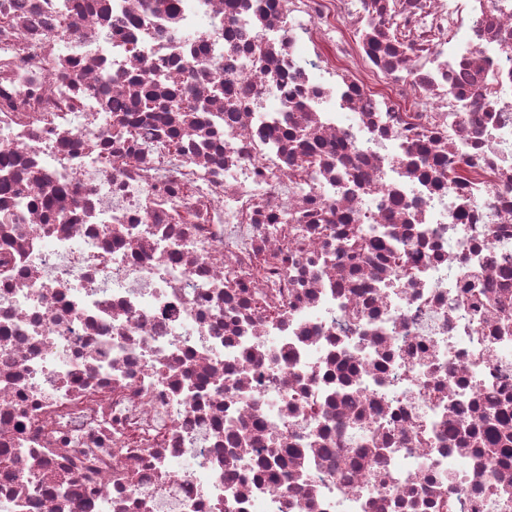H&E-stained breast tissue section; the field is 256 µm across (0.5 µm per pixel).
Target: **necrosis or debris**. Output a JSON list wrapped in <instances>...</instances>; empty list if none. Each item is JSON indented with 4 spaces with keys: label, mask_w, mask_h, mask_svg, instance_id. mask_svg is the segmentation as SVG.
<instances>
[{
    "label": "necrosis or debris",
    "mask_w": 512,
    "mask_h": 512,
    "mask_svg": "<svg viewBox=\"0 0 512 512\" xmlns=\"http://www.w3.org/2000/svg\"><path fill=\"white\" fill-rule=\"evenodd\" d=\"M0 512H512V0H0Z\"/></svg>",
    "instance_id": "4bbe7bcc"
}]
</instances>
